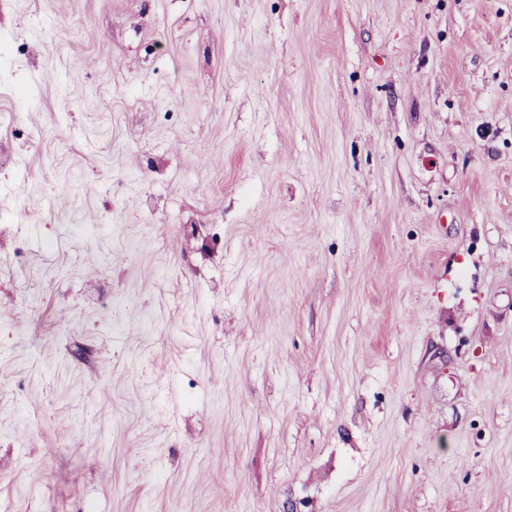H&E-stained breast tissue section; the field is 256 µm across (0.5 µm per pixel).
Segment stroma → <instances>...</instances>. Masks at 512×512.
Masks as SVG:
<instances>
[{
    "mask_svg": "<svg viewBox=\"0 0 512 512\" xmlns=\"http://www.w3.org/2000/svg\"><path fill=\"white\" fill-rule=\"evenodd\" d=\"M0 512H512V0H0Z\"/></svg>",
    "mask_w": 512,
    "mask_h": 512,
    "instance_id": "1",
    "label": "stroma"
}]
</instances>
